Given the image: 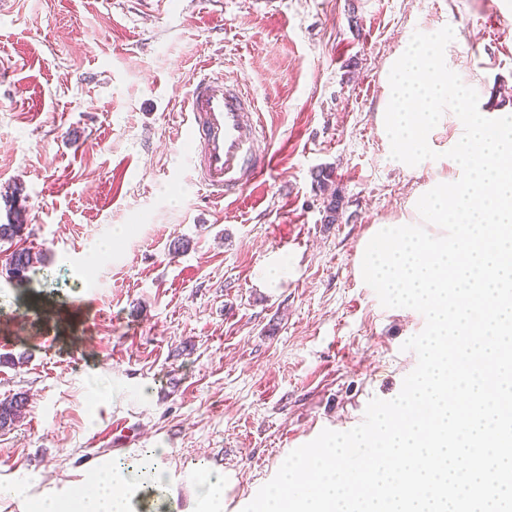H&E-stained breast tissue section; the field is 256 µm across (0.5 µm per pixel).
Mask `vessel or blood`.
<instances>
[{
	"instance_id": "1",
	"label": "vessel or blood",
	"mask_w": 512,
	"mask_h": 512,
	"mask_svg": "<svg viewBox=\"0 0 512 512\" xmlns=\"http://www.w3.org/2000/svg\"><path fill=\"white\" fill-rule=\"evenodd\" d=\"M185 104L190 114L187 162L194 183L219 202L258 184L273 157L261 146L260 116L245 85L207 72L193 84Z\"/></svg>"
}]
</instances>
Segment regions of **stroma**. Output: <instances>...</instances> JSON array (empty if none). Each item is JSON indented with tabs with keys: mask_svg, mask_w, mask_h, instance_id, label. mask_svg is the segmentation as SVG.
Returning a JSON list of instances; mask_svg holds the SVG:
<instances>
[{
	"mask_svg": "<svg viewBox=\"0 0 512 512\" xmlns=\"http://www.w3.org/2000/svg\"><path fill=\"white\" fill-rule=\"evenodd\" d=\"M446 25L487 106L512 104V0H0V224L19 190L44 255L19 285L0 247V355L26 357L0 364V399L27 398L0 431V512L148 448L167 465L148 512H204L203 468L242 512L292 450L400 393L425 323L383 307L356 254L435 174L396 164L375 113L389 57ZM206 64L245 81L275 154L233 202L190 181L178 133ZM316 182L319 190L325 191L331 190L332 186L335 185L334 172L332 169L322 167L315 173L314 183ZM326 203L323 210V222L324 224L337 223L340 215V204L341 197L338 194V189L333 190L326 196Z\"/></svg>",
	"mask_w": 512,
	"mask_h": 512,
	"instance_id": "1",
	"label": "stroma"
}]
</instances>
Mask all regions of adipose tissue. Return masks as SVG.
Masks as SVG:
<instances>
[{
  "instance_id": "adipose-tissue-1",
  "label": "adipose tissue",
  "mask_w": 512,
  "mask_h": 512,
  "mask_svg": "<svg viewBox=\"0 0 512 512\" xmlns=\"http://www.w3.org/2000/svg\"><path fill=\"white\" fill-rule=\"evenodd\" d=\"M162 473L157 456L146 469L135 470L119 460L109 462L67 496L38 500L32 512H133V498L144 487H160Z\"/></svg>"
}]
</instances>
